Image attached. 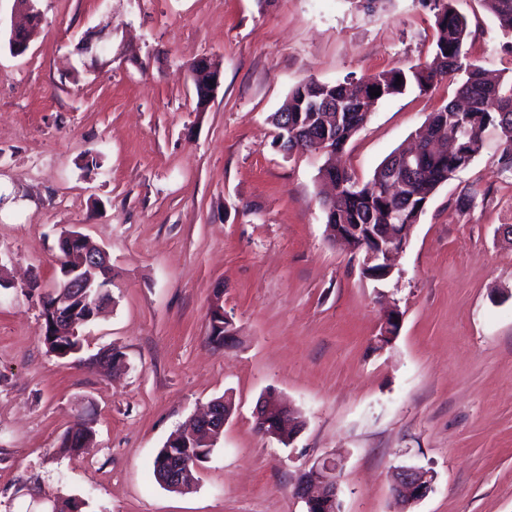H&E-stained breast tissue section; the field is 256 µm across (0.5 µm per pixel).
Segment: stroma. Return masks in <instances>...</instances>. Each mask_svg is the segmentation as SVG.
Segmentation results:
<instances>
[{
    "label": "stroma",
    "instance_id": "1",
    "mask_svg": "<svg viewBox=\"0 0 512 512\" xmlns=\"http://www.w3.org/2000/svg\"><path fill=\"white\" fill-rule=\"evenodd\" d=\"M0 0V512L36 473L85 512H305L300 474L331 458L343 512H399L391 473L435 475L414 512H512V165L498 131L440 186L391 276L365 278L332 244L321 155L275 143L269 121L302 80L361 79L429 59L422 0ZM471 59L512 76V51L481 0H452ZM106 28L99 64L82 37ZM211 57L221 85L196 108L189 64ZM452 89L378 101L341 163L359 183L406 146ZM77 229L109 254L111 304L79 328L82 363L43 343L30 279L60 277L58 237ZM221 298H214L216 286ZM221 302L233 345L207 341ZM402 314L378 348L383 310ZM123 353L110 377L85 366ZM297 409L290 446L259 434L266 391ZM234 410L196 489L158 484L153 460L211 400ZM92 448L58 455L77 407Z\"/></svg>",
    "mask_w": 512,
    "mask_h": 512
}]
</instances>
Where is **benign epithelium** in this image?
I'll list each match as a JSON object with an SVG mask.
<instances>
[{
	"label": "benign epithelium",
	"instance_id": "1",
	"mask_svg": "<svg viewBox=\"0 0 512 512\" xmlns=\"http://www.w3.org/2000/svg\"><path fill=\"white\" fill-rule=\"evenodd\" d=\"M196 86L200 89L201 104L199 111H204L214 99L221 84V70L210 59L201 64L197 61L190 65ZM413 225L406 224L402 230L383 228L379 225L364 240V260L361 268L369 270L376 266L384 268L385 274L393 271V257L402 252L411 235ZM58 245L66 248L68 256L62 267L61 278L53 289L41 292L39 297L41 311L50 316V321L59 330V334L70 338L78 337L77 327L85 320L77 316L74 304L93 299L94 306L102 309L110 300V284L101 278L109 267L108 253L89 242L87 237L77 230L64 231L59 237ZM402 314L398 309H391L384 314L380 333L375 338L377 346L383 348L392 344L399 334ZM233 410L232 398L225 396L213 400L208 410L188 418L177 433L166 442L170 448L180 444L182 438L190 436L211 448L214 439L223 431ZM254 426L258 433L279 441L293 442L299 432V425L294 420V412L288 409L272 391L261 396L254 411ZM321 480L313 485L310 476L303 474L297 480L295 492L306 506V512H315L322 506L326 509L335 507L339 499V477L334 463L329 460L318 465ZM434 475L421 467L401 465L396 467L391 486L392 493L409 505L422 500L432 490ZM163 485L170 490L189 493L193 490L191 470H180L171 466L163 479ZM16 491L20 495L31 497L29 512H53L49 500L31 486L21 483Z\"/></svg>",
	"mask_w": 512,
	"mask_h": 512
}]
</instances>
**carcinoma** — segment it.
<instances>
[{
  "label": "carcinoma",
  "instance_id": "1",
  "mask_svg": "<svg viewBox=\"0 0 512 512\" xmlns=\"http://www.w3.org/2000/svg\"><path fill=\"white\" fill-rule=\"evenodd\" d=\"M495 17L502 34L512 38V0H481ZM433 13L435 43L431 61L406 69L383 70L358 81L325 83L313 78L296 85L287 102L271 115L276 130L288 116V137L302 138L326 122L329 124V155L342 151L368 121L372 107L383 98L402 93L414 85L426 93L442 81L456 83L453 99L429 114L417 132L420 152L413 158V171L396 193L390 191L395 151L376 168L370 183L359 186L346 170L334 165L320 169L331 181L335 193L325 210L326 227L338 224H413L419 205H427L436 190L465 168L480 153L484 133L499 130L505 137L503 153L512 159V78H492L483 66L469 60L465 43L469 36L467 20L452 7L451 0H423ZM381 95L371 97L369 88ZM43 342L61 358L77 355L78 340L58 336L44 324ZM188 466L202 462L211 452L188 440L176 449Z\"/></svg>",
  "mask_w": 512,
  "mask_h": 512
}]
</instances>
